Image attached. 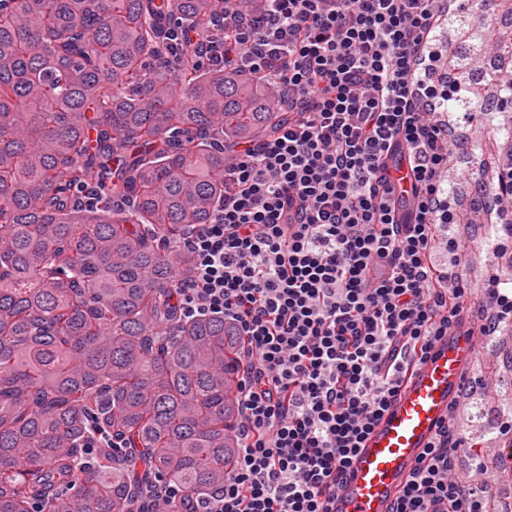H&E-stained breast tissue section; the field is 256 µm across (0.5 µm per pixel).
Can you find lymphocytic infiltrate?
I'll list each match as a JSON object with an SVG mask.
<instances>
[{
	"label": "lymphocytic infiltrate",
	"mask_w": 512,
	"mask_h": 512,
	"mask_svg": "<svg viewBox=\"0 0 512 512\" xmlns=\"http://www.w3.org/2000/svg\"><path fill=\"white\" fill-rule=\"evenodd\" d=\"M448 0H224L223 46L183 32L178 51L271 78L287 118L224 163V199L182 247L180 317L221 318L243 342L238 454L192 512H330L350 459L409 364L463 311L480 333L512 326V280L481 305L456 275L465 218L443 174L461 81L433 33ZM414 160V210L395 217L388 155ZM512 241V165L484 193ZM445 246L450 259L432 254ZM462 441L433 437L394 512H485L487 485L455 475Z\"/></svg>",
	"instance_id": "obj_1"
}]
</instances>
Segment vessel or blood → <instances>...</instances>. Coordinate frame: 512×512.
<instances>
[{
  "label": "vessel or blood",
  "instance_id": "1",
  "mask_svg": "<svg viewBox=\"0 0 512 512\" xmlns=\"http://www.w3.org/2000/svg\"><path fill=\"white\" fill-rule=\"evenodd\" d=\"M390 172L398 179L400 210L413 206L412 171L407 155L394 156ZM478 350L469 321L452 325L399 387L347 466L331 512H392L424 450L464 389V376Z\"/></svg>",
  "mask_w": 512,
  "mask_h": 512
}]
</instances>
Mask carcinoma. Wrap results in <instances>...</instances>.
Here are the masks:
<instances>
[{
	"label": "carcinoma",
	"mask_w": 512,
	"mask_h": 512,
	"mask_svg": "<svg viewBox=\"0 0 512 512\" xmlns=\"http://www.w3.org/2000/svg\"><path fill=\"white\" fill-rule=\"evenodd\" d=\"M222 12L0 0V512H136L158 478L187 512L234 464L242 344L222 319H178V243L224 199L228 148L282 113L265 80L169 60L162 37L219 43ZM92 419L142 469L108 448L86 462Z\"/></svg>",
	"instance_id": "cac0c4a2"
}]
</instances>
